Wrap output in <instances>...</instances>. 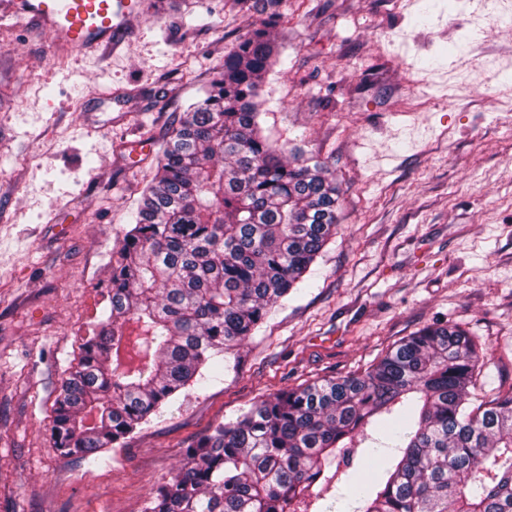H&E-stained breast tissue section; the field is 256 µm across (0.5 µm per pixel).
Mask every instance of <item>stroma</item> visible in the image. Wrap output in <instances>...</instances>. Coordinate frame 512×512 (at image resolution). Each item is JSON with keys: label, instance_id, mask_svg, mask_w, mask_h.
Masks as SVG:
<instances>
[{"label": "stroma", "instance_id": "35a3bbf8", "mask_svg": "<svg viewBox=\"0 0 512 512\" xmlns=\"http://www.w3.org/2000/svg\"><path fill=\"white\" fill-rule=\"evenodd\" d=\"M478 3L287 0L261 124L329 169L336 235L222 375L83 461L55 447L53 405L108 308L112 251L172 125L257 19L168 0L80 58L0 20V512H143L184 449L252 402L363 370L435 322L483 344L479 395L512 388V0L491 18Z\"/></svg>", "mask_w": 512, "mask_h": 512}]
</instances>
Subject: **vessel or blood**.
<instances>
[{"mask_svg": "<svg viewBox=\"0 0 512 512\" xmlns=\"http://www.w3.org/2000/svg\"><path fill=\"white\" fill-rule=\"evenodd\" d=\"M147 12L145 0H5L0 17L38 25L54 48L90 54L117 47Z\"/></svg>", "mask_w": 512, "mask_h": 512, "instance_id": "b4317fda", "label": "vessel or blood"}]
</instances>
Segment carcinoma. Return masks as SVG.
I'll return each instance as SVG.
<instances>
[{
    "label": "carcinoma",
    "instance_id": "cac0c4a2",
    "mask_svg": "<svg viewBox=\"0 0 512 512\" xmlns=\"http://www.w3.org/2000/svg\"><path fill=\"white\" fill-rule=\"evenodd\" d=\"M261 16L166 139L116 249L108 315L80 346L52 420L87 460L224 371L336 235L341 191L287 159L259 122L285 0H235ZM486 352L431 324L362 373L253 402L185 448L144 512H296L320 482L354 512H512V388L470 407ZM393 456L379 457L378 419Z\"/></svg>",
    "mask_w": 512,
    "mask_h": 512
}]
</instances>
